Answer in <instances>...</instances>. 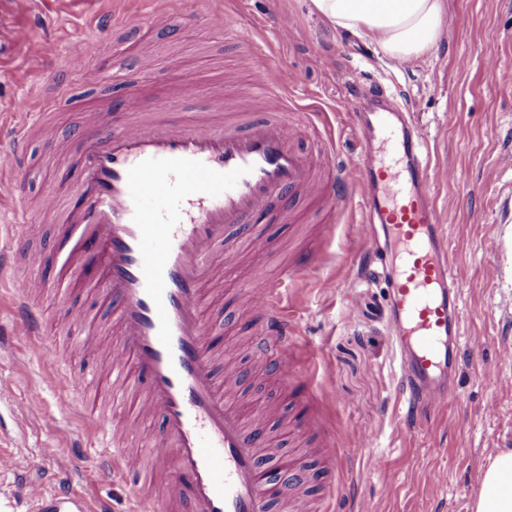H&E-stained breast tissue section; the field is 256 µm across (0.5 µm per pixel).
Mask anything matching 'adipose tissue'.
Here are the masks:
<instances>
[{
  "instance_id": "1",
  "label": "adipose tissue",
  "mask_w": 512,
  "mask_h": 512,
  "mask_svg": "<svg viewBox=\"0 0 512 512\" xmlns=\"http://www.w3.org/2000/svg\"><path fill=\"white\" fill-rule=\"evenodd\" d=\"M311 12L337 32L373 39L395 61L423 55L442 34L447 0H310ZM473 512H512V449L491 456Z\"/></svg>"
}]
</instances>
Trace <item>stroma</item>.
<instances>
[{
	"instance_id": "stroma-1",
	"label": "stroma",
	"mask_w": 512,
	"mask_h": 512,
	"mask_svg": "<svg viewBox=\"0 0 512 512\" xmlns=\"http://www.w3.org/2000/svg\"><path fill=\"white\" fill-rule=\"evenodd\" d=\"M153 10L150 0H0V165L8 162L15 101L40 94L33 74L53 85L65 80L60 64L72 35L89 38L86 62L98 74L93 88L74 85L72 103L49 111L29 133L22 190L39 230L20 248L35 261L43 337L67 349L70 361L49 366L29 355L24 338L0 342V449L16 459L13 468L0 470V512H34L23 479L31 456L43 460L49 491L65 484L88 502L108 501L112 512H135L129 480L100 469L101 449L121 444L130 411L89 390L88 399L102 407L110 428L109 434L97 433L77 410V397L61 385L66 371L108 368L78 337L60 332L62 310H83L93 335L107 339L113 313L95 291L63 285L58 259L64 226L55 212L42 209L41 196L52 191L70 200L78 177L76 131L119 127L127 93L139 96L144 115L163 113L177 124L224 116L226 102L258 77L254 49L237 37L240 29L257 31L278 62L300 79L287 109L272 111L261 100L256 117L298 123L304 113H321L334 128L340 163L349 170L356 152L341 103L348 94L379 85L424 128L432 163L452 158L454 175L435 174L433 193L450 219L447 234L461 283L462 360L446 412L406 423L396 409L391 333L386 320L370 312L385 307L386 290L362 257L364 205L355 197L328 219L332 230L318 273L301 275L288 290L295 380L278 382L272 359L250 349L255 318L241 297L254 280L277 278L310 225L326 220L300 192L290 216L275 213L262 221L260 248L231 251L220 243L211 254V264L223 271L203 302V319L213 330L214 371L223 375L225 353L233 351L239 381L229 397L247 425L264 431L266 447L276 451V468L302 462L314 446L309 428L335 442L342 464L333 483L319 479L298 487L320 512H343L362 502L372 512H471L489 455L512 448V362L500 357L502 347L512 345V164L502 161L512 154V0H448L444 38L402 65L369 37L328 28L311 14L309 0H193L185 16L163 24L154 22ZM113 14L123 16L125 26L101 36L98 19ZM280 16L295 23L285 44L276 34ZM29 39L43 43L41 57L25 54ZM489 53L499 60L497 72L485 67ZM103 100L111 102V111L99 110ZM325 275L335 278L334 291L321 288ZM488 366L500 383L485 377ZM25 399L57 419L59 434L22 417L18 405ZM361 429L372 434L371 446H357ZM374 458L381 461L375 470L369 467ZM434 470L444 473V481L430 480Z\"/></svg>"
}]
</instances>
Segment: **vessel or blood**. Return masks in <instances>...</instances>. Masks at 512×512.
I'll list each match as a JSON object with an SVG mask.
<instances>
[{
    "label": "vessel or blood",
    "instance_id": "1",
    "mask_svg": "<svg viewBox=\"0 0 512 512\" xmlns=\"http://www.w3.org/2000/svg\"><path fill=\"white\" fill-rule=\"evenodd\" d=\"M86 54L82 40L70 41L65 66L89 87L95 77ZM262 66L261 91L287 103L297 76L267 59ZM66 95L61 86L42 106L26 96L15 105L23 129L9 144L16 169L0 174V201L11 202L23 236L36 226L26 215L18 169L28 153L26 130ZM122 107L128 118L118 129L91 126L80 136L75 200L61 214L65 271L74 283L80 269L94 263L99 276L93 287L114 309L118 340L107 350L111 370L97 377L98 388L127 402L135 415L160 418L162 429L128 437L124 448L107 455L104 472L135 470L145 450L155 467L171 469L180 512H270L282 484L257 453L259 433L246 429L215 378L202 307L205 287L218 273L209 262L214 246L231 229L260 245L256 218L275 208L288 212L293 195L313 181L312 160L295 150V131L287 123L252 117L247 95L238 101L236 121L227 124L181 126L162 115L140 122L135 115L142 105L133 94ZM343 110L351 120L369 122L380 143L361 154L356 182L364 190L365 252L389 288L398 410L408 418L435 414L451 397L445 378L456 366L463 332L454 257L424 158L427 135L403 113H367L358 95L347 98ZM320 195L327 213H334L346 198L344 180L332 175ZM314 268L308 252L289 264L282 280L250 285L258 317L255 349L274 354L284 382L293 374L283 286ZM7 285L9 335L30 337L32 357L59 364V353L37 339L40 314L27 300V280L12 278ZM141 386L145 399L138 402ZM44 470L40 458L29 460L28 495L42 512H111L103 500L91 506L66 492L47 495Z\"/></svg>",
    "mask_w": 512,
    "mask_h": 512
}]
</instances>
